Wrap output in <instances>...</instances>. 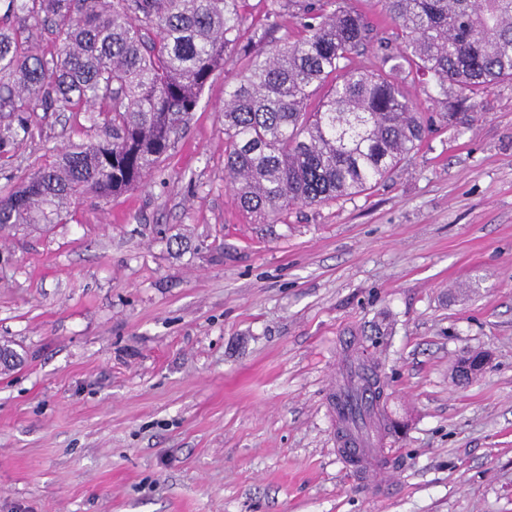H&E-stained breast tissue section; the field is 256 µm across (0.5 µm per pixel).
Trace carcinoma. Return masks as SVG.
<instances>
[{"instance_id":"carcinoma-1","label":"carcinoma","mask_w":512,"mask_h":512,"mask_svg":"<svg viewBox=\"0 0 512 512\" xmlns=\"http://www.w3.org/2000/svg\"><path fill=\"white\" fill-rule=\"evenodd\" d=\"M398 30L369 67L352 54L373 28L336 0H0V160L34 137L36 112L109 105L95 142H72L0 193V236L55 224L81 198L121 195L168 152L226 59L245 65L224 98V172L240 208L278 222L294 204L351 197L389 176L422 142L434 116L407 96L426 78L453 120L480 90L512 81V0H379ZM295 30L264 45L283 12ZM57 33L51 59L33 50L29 21ZM455 86L459 95H448ZM352 396L382 397L375 365L350 367Z\"/></svg>"}]
</instances>
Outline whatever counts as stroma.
Listing matches in <instances>:
<instances>
[{"label": "stroma", "mask_w": 512, "mask_h": 512, "mask_svg": "<svg viewBox=\"0 0 512 512\" xmlns=\"http://www.w3.org/2000/svg\"><path fill=\"white\" fill-rule=\"evenodd\" d=\"M241 67L134 190L0 238V512H512V82L373 190L264 224L224 174ZM38 122L0 185L98 135ZM349 343L400 425L378 491L336 456Z\"/></svg>", "instance_id": "obj_1"}]
</instances>
